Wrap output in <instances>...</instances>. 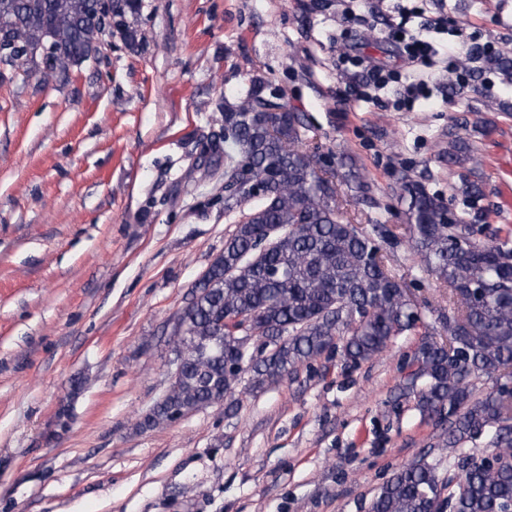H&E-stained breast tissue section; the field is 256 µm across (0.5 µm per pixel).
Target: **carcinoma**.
I'll use <instances>...</instances> for the list:
<instances>
[{"mask_svg":"<svg viewBox=\"0 0 512 512\" xmlns=\"http://www.w3.org/2000/svg\"><path fill=\"white\" fill-rule=\"evenodd\" d=\"M101 0H0V35L23 40L21 63L41 59L66 72L98 51ZM139 0H112V17L135 41L126 21ZM304 116L250 87L239 104H224V214L235 228L194 286L177 317L170 344L179 363L169 388L143 417L144 429L167 425L232 395L241 376L259 389L320 358L341 340L357 363L383 352L414 328L421 310L381 253L384 224L351 217L333 186L331 158L309 147ZM448 166L475 160L461 138L448 140ZM262 184L252 195L247 186ZM412 255L448 287L442 328L456 348L433 339L414 355L421 387L411 388L421 411L448 421L436 447L455 448L490 436L495 464L463 467L458 481L430 464L407 465L378 490L368 512H504L512 504V405L499 391L475 396L471 379H493L512 368V250L494 239L474 238L478 214L452 212L442 198L407 176L398 184ZM472 205L481 185L460 175ZM250 330L270 350L250 363L241 336Z\"/></svg>","mask_w":512,"mask_h":512,"instance_id":"1","label":"carcinoma"}]
</instances>
